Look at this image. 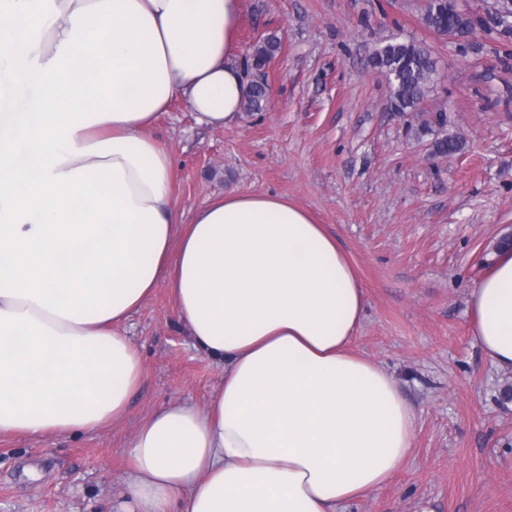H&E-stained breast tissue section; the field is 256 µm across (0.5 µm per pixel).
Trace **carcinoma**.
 <instances>
[{
  "label": "carcinoma",
  "instance_id": "carcinoma-1",
  "mask_svg": "<svg viewBox=\"0 0 512 512\" xmlns=\"http://www.w3.org/2000/svg\"><path fill=\"white\" fill-rule=\"evenodd\" d=\"M423 24L435 33L446 36L453 29L462 38L481 29L489 34L497 31L512 35V0H504L495 14L487 19L470 17L463 19L456 0H424ZM280 50V40L267 37L257 41L246 58L247 73L255 76L248 85L243 109L247 112H262L267 107L266 81L260 73ZM371 66L381 72L387 80L390 106L397 112H413L423 102L428 85L439 76L438 60L430 48L414 40L392 39L378 48L370 59ZM461 142L443 136L433 142L434 154L442 157L454 154Z\"/></svg>",
  "mask_w": 512,
  "mask_h": 512
}]
</instances>
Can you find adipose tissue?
I'll return each instance as SVG.
<instances>
[{"instance_id":"1","label":"adipose tissue","mask_w":512,"mask_h":512,"mask_svg":"<svg viewBox=\"0 0 512 512\" xmlns=\"http://www.w3.org/2000/svg\"><path fill=\"white\" fill-rule=\"evenodd\" d=\"M241 0H0V435L121 421L142 379L127 324L156 288L224 365L128 447L130 512H341L390 482L416 412L353 342L366 290L303 208L231 191L182 218L150 130L173 101L237 123ZM512 371V250L469 294Z\"/></svg>"}]
</instances>
